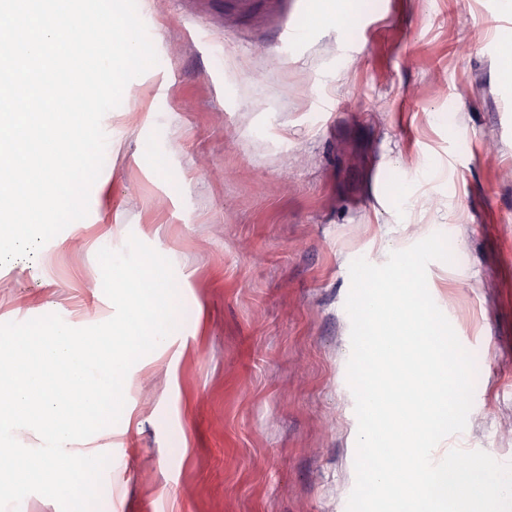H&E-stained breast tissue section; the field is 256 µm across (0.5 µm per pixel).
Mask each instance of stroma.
<instances>
[{
    "label": "stroma",
    "mask_w": 512,
    "mask_h": 512,
    "mask_svg": "<svg viewBox=\"0 0 512 512\" xmlns=\"http://www.w3.org/2000/svg\"><path fill=\"white\" fill-rule=\"evenodd\" d=\"M137 0L158 56L102 120L80 226L0 266V323L110 319L97 253L172 264L175 330L129 370L97 512H346L357 418L350 265L431 234L429 292L476 361L436 455L512 463V89L500 0ZM413 52L412 69L401 66ZM324 7L318 10L311 19L313 27L324 23L346 24V20L357 11L353 0H323Z\"/></svg>",
    "instance_id": "1"
}]
</instances>
